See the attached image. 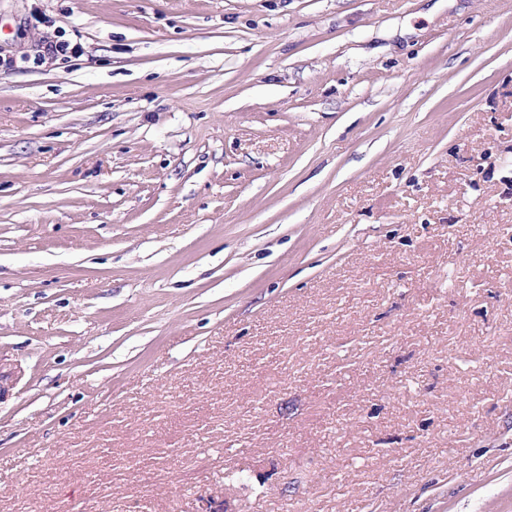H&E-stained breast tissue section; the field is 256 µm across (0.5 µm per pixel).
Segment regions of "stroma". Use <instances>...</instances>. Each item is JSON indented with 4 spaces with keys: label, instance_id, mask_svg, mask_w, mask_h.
Here are the masks:
<instances>
[{
    "label": "stroma",
    "instance_id": "stroma-1",
    "mask_svg": "<svg viewBox=\"0 0 512 512\" xmlns=\"http://www.w3.org/2000/svg\"><path fill=\"white\" fill-rule=\"evenodd\" d=\"M1 55L0 512H512V0H0ZM44 53L39 55V59L44 60L46 55L48 58L64 60L79 57L83 53L81 42L63 39L48 40L43 47Z\"/></svg>",
    "mask_w": 512,
    "mask_h": 512
}]
</instances>
